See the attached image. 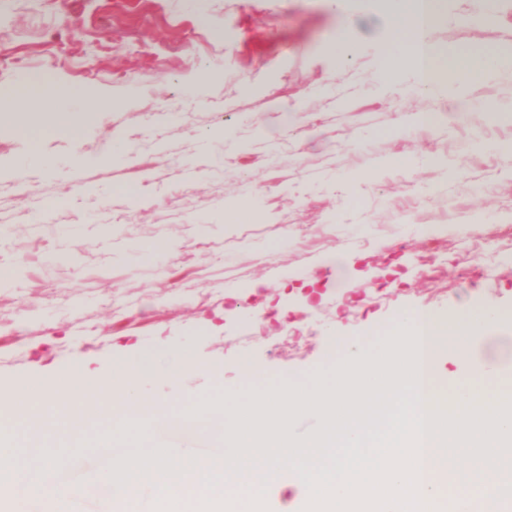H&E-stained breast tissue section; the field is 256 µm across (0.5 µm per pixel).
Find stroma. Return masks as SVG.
Returning <instances> with one entry per match:
<instances>
[{
    "label": "stroma",
    "instance_id": "obj_1",
    "mask_svg": "<svg viewBox=\"0 0 512 512\" xmlns=\"http://www.w3.org/2000/svg\"><path fill=\"white\" fill-rule=\"evenodd\" d=\"M388 20L387 0H0L19 116L0 131V394L28 407L72 372L110 384L116 359L185 351L194 370L145 392L176 413L242 391L230 417L284 380L327 389L346 343L374 351L403 312L512 310V73L461 105L410 93V69L379 71ZM430 41L512 44V0H445ZM33 81L101 106L56 131ZM429 211L448 221L422 238ZM146 429L123 447L221 445ZM64 437L88 484L73 512H108L101 443Z\"/></svg>",
    "mask_w": 512,
    "mask_h": 512
}]
</instances>
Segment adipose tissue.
I'll use <instances>...</instances> for the list:
<instances>
[{
	"label": "adipose tissue",
	"mask_w": 512,
	"mask_h": 512,
	"mask_svg": "<svg viewBox=\"0 0 512 512\" xmlns=\"http://www.w3.org/2000/svg\"><path fill=\"white\" fill-rule=\"evenodd\" d=\"M441 18L439 0H397L391 14L390 37L383 57L384 79H391L402 67H409L415 75L414 89L428 92L434 87L427 76L441 72L444 82L455 96L462 97L471 77H492L512 69V47L497 50L467 48L439 51L428 43L427 25L437 24ZM32 95L42 97L43 107L51 127L67 131L74 124L75 106L80 101L78 91L53 93L43 86L31 89Z\"/></svg>",
	"instance_id": "1"
}]
</instances>
